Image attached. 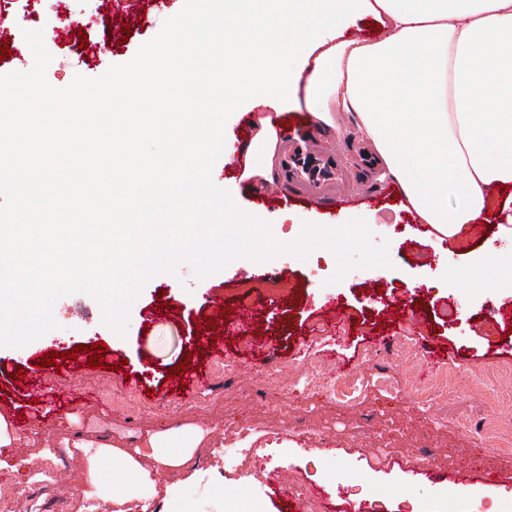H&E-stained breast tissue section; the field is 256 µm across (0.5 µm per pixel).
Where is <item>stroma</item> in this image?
I'll use <instances>...</instances> for the list:
<instances>
[{
  "instance_id": "obj_1",
  "label": "stroma",
  "mask_w": 512,
  "mask_h": 512,
  "mask_svg": "<svg viewBox=\"0 0 512 512\" xmlns=\"http://www.w3.org/2000/svg\"><path fill=\"white\" fill-rule=\"evenodd\" d=\"M183 2L94 0L92 26L83 31L71 24L58 37L53 29L60 21L49 5L9 0L11 55L0 59V74L32 67L23 32L40 28L53 56L47 69L53 87H67L78 74L100 76L130 61ZM318 145L332 149L339 169L335 181L318 188L281 179V197L264 200L255 182L226 171L220 160L212 178L283 243L298 224L336 226L364 218L375 242H387L389 266L355 268L334 284L337 261L329 250L315 249L304 260L284 253L267 262L281 290L262 295L258 289L269 278L251 259H235L204 279L183 264L147 282L122 338L103 325L94 298L60 299L57 329L21 348L0 347V370L31 364L45 349L60 353L95 343L125 364L119 371L61 372L60 385L95 391L97 401L50 409L43 421L22 429L9 426L0 483L18 490L12 512H91L100 489L112 483L124 484L129 512H230L236 492L246 495L253 512H284L278 489L296 483L340 512H512V454L496 449L500 436L512 434V285L483 287L478 272L486 252L504 246L498 234L505 216L472 226L466 237L437 249L386 190L380 169L370 167L354 127L343 126ZM426 267L447 278V287L414 286ZM212 295L228 307L253 303V333L272 343L273 356L255 371L214 377L189 392L174 389L167 374L183 361H190L192 376L218 360L245 357L239 336H225L213 353L193 354L194 321ZM331 303L350 326L341 341L325 311ZM414 311L421 317L416 330L407 321ZM380 335L405 340L412 349L390 355L377 348ZM430 349L440 353L448 392L418 402L412 393ZM340 360L352 386L345 397L312 378L317 365L331 374ZM162 435L194 446L180 466L154 472L156 493L146 500L134 473L84 450L93 444L133 456L149 452L150 440ZM246 439L252 451L225 464V446ZM422 444L429 455L417 465L412 456ZM462 462L475 478L466 496L452 497L450 477Z\"/></svg>"
}]
</instances>
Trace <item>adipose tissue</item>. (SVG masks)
I'll use <instances>...</instances> for the list:
<instances>
[{"instance_id":"adipose-tissue-1","label":"adipose tissue","mask_w":512,"mask_h":512,"mask_svg":"<svg viewBox=\"0 0 512 512\" xmlns=\"http://www.w3.org/2000/svg\"><path fill=\"white\" fill-rule=\"evenodd\" d=\"M364 5L378 38L348 37ZM249 40L232 50L224 100L305 107L316 128L345 116L385 162L403 207L445 238L486 221L512 187V0H251ZM309 62L306 80L283 60ZM278 135L265 124L243 176L274 179Z\"/></svg>"}]
</instances>
